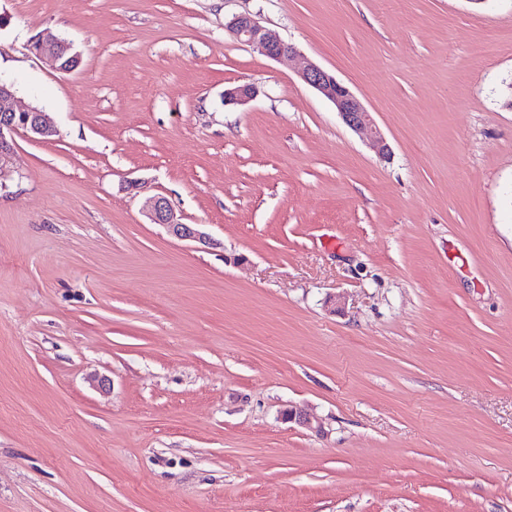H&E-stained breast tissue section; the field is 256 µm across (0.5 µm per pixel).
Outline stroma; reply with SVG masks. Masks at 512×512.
Masks as SVG:
<instances>
[{
  "mask_svg": "<svg viewBox=\"0 0 512 512\" xmlns=\"http://www.w3.org/2000/svg\"><path fill=\"white\" fill-rule=\"evenodd\" d=\"M0 77V512H512V0H0ZM226 29L239 41L257 48L273 60L298 55L296 47L281 38L274 30L261 24L256 16L249 13L233 17ZM35 55L45 59L61 73H71L81 64V57L73 52L69 42L58 38L51 32L43 33L33 41ZM297 73L304 83L333 104L346 126L369 140L380 157L387 159L391 157V147L376 126L372 113L335 74L311 61L304 62ZM19 130L42 140H48L57 133L46 112L34 107H20L13 85L0 77V162L12 149L11 134ZM144 208L150 221L165 226L168 231L181 240H191L208 243L209 238L195 224L178 222L168 200L159 195L146 198Z\"/></svg>",
  "mask_w": 512,
  "mask_h": 512,
  "instance_id": "obj_1",
  "label": "stroma"
}]
</instances>
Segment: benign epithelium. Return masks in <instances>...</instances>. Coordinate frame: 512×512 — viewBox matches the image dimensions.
Returning a JSON list of instances; mask_svg holds the SVG:
<instances>
[{
  "label": "benign epithelium",
  "mask_w": 512,
  "mask_h": 512,
  "mask_svg": "<svg viewBox=\"0 0 512 512\" xmlns=\"http://www.w3.org/2000/svg\"><path fill=\"white\" fill-rule=\"evenodd\" d=\"M226 28L237 40L257 48L273 60L298 55L296 47L281 38L274 30L261 24L256 16L249 13L233 17ZM35 55L46 60L61 73H71L81 64V57L74 52L69 42L46 32L33 41ZM301 80L313 88L322 98L329 101L340 118L356 134L369 140L373 149L382 158H390L391 147L376 126L372 113L359 97L335 74L318 64L307 61L299 69ZM256 96L255 87L238 85L224 93V104L245 105ZM23 130L48 140L56 134V128L45 112L38 108H22L17 104L13 85L0 79V160L12 149L11 134ZM144 208L150 221L165 226L181 240L207 242V236L195 224H183L176 219L168 200L159 195L146 198ZM285 420L308 429H320L315 418L300 408H290L283 413Z\"/></svg>",
  "instance_id": "1"
}]
</instances>
